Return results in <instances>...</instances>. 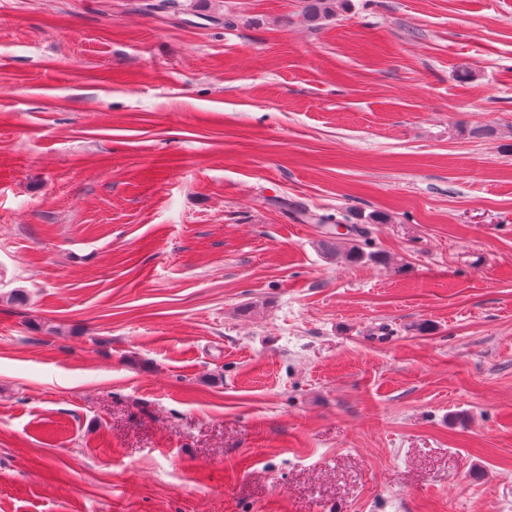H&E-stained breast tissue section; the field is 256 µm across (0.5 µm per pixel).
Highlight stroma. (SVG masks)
<instances>
[{"mask_svg":"<svg viewBox=\"0 0 512 512\" xmlns=\"http://www.w3.org/2000/svg\"><path fill=\"white\" fill-rule=\"evenodd\" d=\"M142 2L0 0V512H512V0ZM304 14L307 21L314 26L321 25L324 20L336 16V3L339 0H305ZM324 233L327 235V240H325L322 243V246L325 249L326 255H329L331 257H342L350 263H358L365 260L378 263L388 262V258L383 253L377 251L365 253L356 244H352L348 247L341 248L339 246V243L341 240H344L345 237H338L332 234L328 227Z\"/></svg>","mask_w":512,"mask_h":512,"instance_id":"35a3bbf8","label":"stroma"}]
</instances>
